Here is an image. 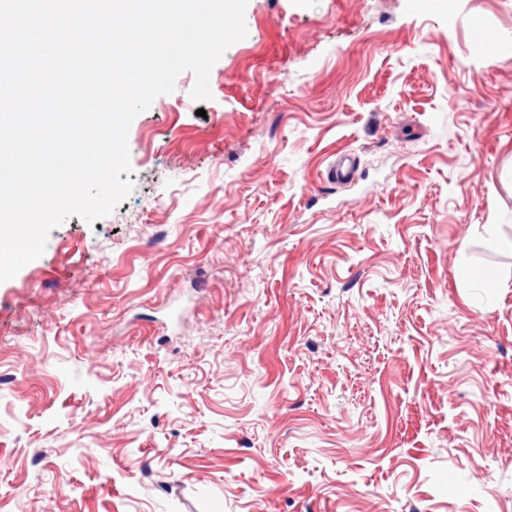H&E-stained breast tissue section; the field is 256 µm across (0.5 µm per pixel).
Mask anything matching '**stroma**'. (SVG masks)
<instances>
[{
    "mask_svg": "<svg viewBox=\"0 0 512 512\" xmlns=\"http://www.w3.org/2000/svg\"><path fill=\"white\" fill-rule=\"evenodd\" d=\"M245 22L0 283V512H512V0Z\"/></svg>",
    "mask_w": 512,
    "mask_h": 512,
    "instance_id": "1",
    "label": "stroma"
}]
</instances>
